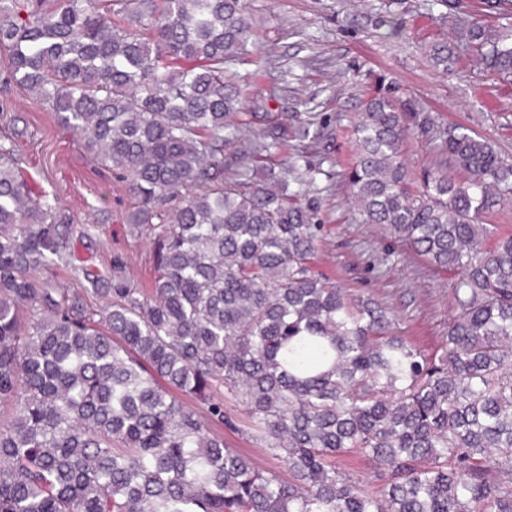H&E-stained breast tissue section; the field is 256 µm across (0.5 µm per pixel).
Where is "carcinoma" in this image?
<instances>
[{"label": "carcinoma", "instance_id": "carcinoma-1", "mask_svg": "<svg viewBox=\"0 0 512 512\" xmlns=\"http://www.w3.org/2000/svg\"><path fill=\"white\" fill-rule=\"evenodd\" d=\"M438 2L450 36L424 47L432 66L469 55L511 84L512 0H483L497 25ZM370 23L403 29L391 10ZM257 40L247 0H0V70L128 182V224L155 245L147 289L76 267L112 285L99 311L37 278L72 266L73 218L0 138V512H512V233L484 222L512 163L383 78L362 101L345 172L362 223L457 272L430 359L381 300L314 267L323 162L253 178L288 137L263 103L238 120L256 72L232 66L259 65ZM431 134L416 174L408 141ZM222 388L290 482L211 429L232 425ZM345 453L379 493L339 474Z\"/></svg>", "mask_w": 512, "mask_h": 512}]
</instances>
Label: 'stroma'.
<instances>
[{
	"instance_id": "stroma-1",
	"label": "stroma",
	"mask_w": 512,
	"mask_h": 512,
	"mask_svg": "<svg viewBox=\"0 0 512 512\" xmlns=\"http://www.w3.org/2000/svg\"><path fill=\"white\" fill-rule=\"evenodd\" d=\"M260 24L256 49L264 62L249 88L264 99L289 131L280 160L297 153L322 162L333 176L322 194L324 236L316 268L352 293L381 299L396 315L397 328L429 357L439 356L455 314L453 274L411 254L394 256V243L373 225L360 223L343 177L353 159L350 136L361 102L374 81L386 78L398 95L419 101L443 124L468 127L512 158V85L493 83L467 59L451 71H436L423 47L448 28L431 0H397L403 32L386 37L354 17L372 12L380 0H249ZM0 128L21 130V170L34 190L59 199L73 215L70 250L76 261L101 270L122 266L130 287H149L154 252L148 234H132L126 216L133 200L111 171L93 162L51 112L27 91L0 81ZM324 129L319 142L296 134L305 121ZM388 255L386 264L374 260ZM224 412L235 424L225 443L287 477L284 464L253 433L243 404L224 396Z\"/></svg>"
}]
</instances>
